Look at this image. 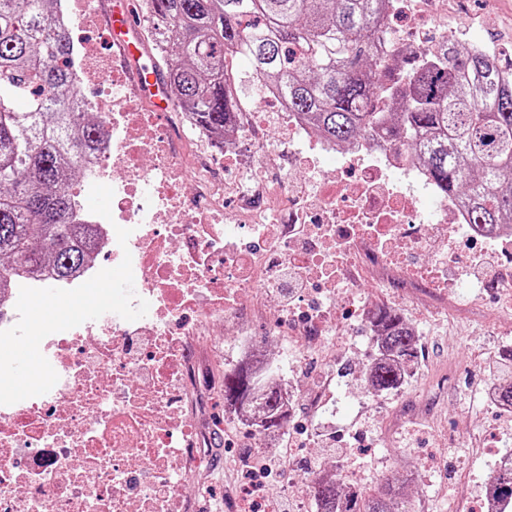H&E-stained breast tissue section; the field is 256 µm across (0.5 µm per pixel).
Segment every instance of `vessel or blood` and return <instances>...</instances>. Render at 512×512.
<instances>
[{
	"instance_id": "vessel-or-blood-1",
	"label": "vessel or blood",
	"mask_w": 512,
	"mask_h": 512,
	"mask_svg": "<svg viewBox=\"0 0 512 512\" xmlns=\"http://www.w3.org/2000/svg\"><path fill=\"white\" fill-rule=\"evenodd\" d=\"M106 16L112 43L119 45L125 56L135 61L137 79L156 110L166 111L169 103L164 95L161 77L155 68L142 64V45L130 37L131 32L135 30V16L128 0H110Z\"/></svg>"
}]
</instances>
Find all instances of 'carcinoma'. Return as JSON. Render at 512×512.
Wrapping results in <instances>:
<instances>
[{
	"instance_id": "carcinoma-1",
	"label": "carcinoma",
	"mask_w": 512,
	"mask_h": 512,
	"mask_svg": "<svg viewBox=\"0 0 512 512\" xmlns=\"http://www.w3.org/2000/svg\"><path fill=\"white\" fill-rule=\"evenodd\" d=\"M58 0H0V289L14 271L52 261L66 279L92 254L87 224L71 222V176L83 168L104 119L75 115L81 92L70 70L69 33ZM152 32L164 47L176 107L224 131L237 102L224 82L233 50L325 138L351 144L368 134L416 148L436 191L459 196L477 224H512V55L442 37L435 52L389 62L376 42L390 36V0H148ZM386 69L385 82L375 80ZM386 97L395 111L379 112ZM384 328L369 385L398 388L399 366L416 358L410 327L392 309L375 310ZM500 401L512 406V349L496 361ZM264 393L262 432L285 424L280 392L250 371L224 373V404L249 405ZM497 512H512V468L494 469ZM319 512H413L404 486L346 492L315 476Z\"/></svg>"
}]
</instances>
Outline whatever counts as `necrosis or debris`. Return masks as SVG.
I'll list each match as a JSON object with an SVG mask.
<instances>
[{
    "label": "necrosis or debris",
    "instance_id": "4bbe7bcc",
    "mask_svg": "<svg viewBox=\"0 0 512 512\" xmlns=\"http://www.w3.org/2000/svg\"><path fill=\"white\" fill-rule=\"evenodd\" d=\"M59 6L75 37V83L106 79L125 90L99 101L104 131L84 164L88 178L111 176V215L83 209L78 218L93 225L105 257L131 255L135 294L149 308L134 321L116 315L48 335L57 383L0 411V512H190L185 474L203 459L206 436L183 396L198 377L201 337L271 315L320 349L336 326L321 297L347 268L444 300L465 283L470 255L512 229L485 233L456 199L437 196L415 152L372 136L341 149L269 88L238 102L220 138L194 113L158 116L120 49L93 40L99 10ZM293 139L343 161L324 173L313 208L304 182L278 169ZM230 164L263 174L262 186L226 184ZM229 192L238 199L230 213ZM271 209L306 232L270 243L258 226ZM120 227L130 231L123 245ZM269 265L309 275L301 299L283 303Z\"/></svg>",
    "mask_w": 512,
    "mask_h": 512
}]
</instances>
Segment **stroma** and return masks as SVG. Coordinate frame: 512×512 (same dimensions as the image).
Returning <instances> with one entry per match:
<instances>
[{"label": "stroma", "mask_w": 512, "mask_h": 512, "mask_svg": "<svg viewBox=\"0 0 512 512\" xmlns=\"http://www.w3.org/2000/svg\"><path fill=\"white\" fill-rule=\"evenodd\" d=\"M463 12L433 22L426 41L442 32L466 34L512 50V0H461ZM493 267L474 274V287L456 288L446 308L428 295L403 293L361 281L355 288L332 291L335 305L352 300L366 311L397 310L415 331L418 358L406 392L399 397H369L364 374L371 338L363 324L339 316L333 349L299 360L303 347L289 331L258 318L248 329L272 342L273 370L288 377L295 390L328 384L330 424L320 422L310 398L296 400L295 419L281 434L290 446L288 467L298 477L271 480L276 496L296 504L314 473L340 481L356 476L358 487L403 477L418 463L417 482L408 493L416 512H472L489 481L492 448H512V421L504 420L485 396L491 364L512 346V304L491 287ZM235 339L215 336L201 351L210 378L205 406L192 424L208 435L205 461L189 476L193 512H220L239 497L237 475L244 464L268 455L260 434L239 428L224 413V372L235 357Z\"/></svg>", "instance_id": "stroma-1"}]
</instances>
